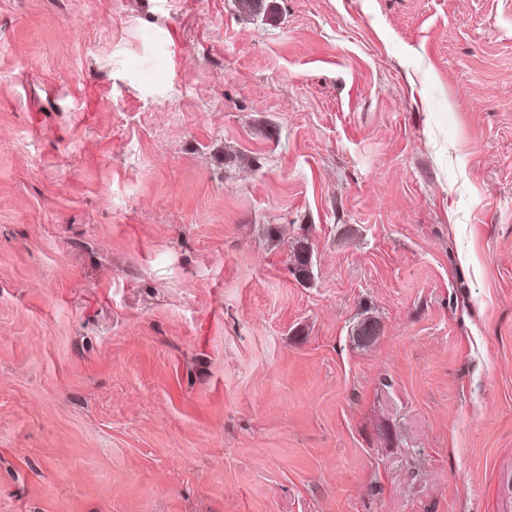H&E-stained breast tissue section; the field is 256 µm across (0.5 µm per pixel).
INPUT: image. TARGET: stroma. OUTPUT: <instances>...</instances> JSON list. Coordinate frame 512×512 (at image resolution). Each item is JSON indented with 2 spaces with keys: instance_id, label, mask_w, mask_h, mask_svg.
Here are the masks:
<instances>
[{
  "instance_id": "35a3bbf8",
  "label": "stroma",
  "mask_w": 512,
  "mask_h": 512,
  "mask_svg": "<svg viewBox=\"0 0 512 512\" xmlns=\"http://www.w3.org/2000/svg\"><path fill=\"white\" fill-rule=\"evenodd\" d=\"M0 512H512V0H0Z\"/></svg>"
}]
</instances>
